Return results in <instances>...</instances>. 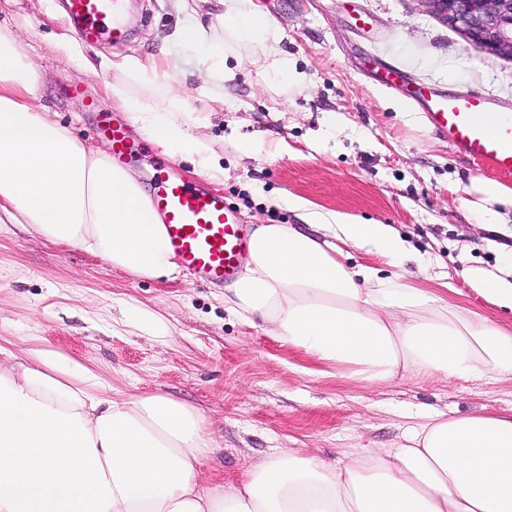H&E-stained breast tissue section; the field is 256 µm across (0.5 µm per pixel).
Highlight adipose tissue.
Listing matches in <instances>:
<instances>
[{
    "mask_svg": "<svg viewBox=\"0 0 512 512\" xmlns=\"http://www.w3.org/2000/svg\"><path fill=\"white\" fill-rule=\"evenodd\" d=\"M220 31L188 22L182 39L200 48L201 69L225 72L237 47L263 55L281 84L304 74L277 49L279 30L242 0H217ZM107 90L140 135L212 170L194 136L206 112L176 95H132L129 83L158 85L157 66L125 60ZM39 74L26 46L0 25V215L84 250L141 278H173L179 267L149 195L124 167L91 148L35 105ZM326 234L260 224L224 290L242 324L376 384L399 371L482 380L512 375V333L439 295L353 268L342 245L401 265L408 248L386 224L311 209ZM216 450L204 415L161 392L112 396L86 365L49 348L0 365V512H512V415L436 412L388 451L326 461L288 448L265 456L231 484L203 488Z\"/></svg>",
    "mask_w": 512,
    "mask_h": 512,
    "instance_id": "adipose-tissue-1",
    "label": "adipose tissue"
}]
</instances>
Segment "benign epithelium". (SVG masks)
I'll use <instances>...</instances> for the list:
<instances>
[{"mask_svg":"<svg viewBox=\"0 0 512 512\" xmlns=\"http://www.w3.org/2000/svg\"><path fill=\"white\" fill-rule=\"evenodd\" d=\"M428 13L476 48L512 58V0H421Z\"/></svg>","mask_w":512,"mask_h":512,"instance_id":"7a95c632","label":"benign epithelium"}]
</instances>
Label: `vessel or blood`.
Segmentation results:
<instances>
[{
    "label": "vessel or blood",
    "mask_w": 512,
    "mask_h": 512,
    "mask_svg": "<svg viewBox=\"0 0 512 512\" xmlns=\"http://www.w3.org/2000/svg\"><path fill=\"white\" fill-rule=\"evenodd\" d=\"M128 8L127 0H68L67 16L83 41L94 44L107 38L118 44L125 38L121 18ZM409 98L456 154L482 173L512 176L511 112L494 111L491 100L479 93L448 96L417 86ZM100 132L111 142L115 160L141 151L119 122L103 125ZM151 201L177 261L190 274L221 284L237 273L248 233L223 194L173 172L152 182Z\"/></svg>",
    "instance_id": "obj_1"
}]
</instances>
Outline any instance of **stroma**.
Returning a JSON list of instances; mask_svg holds the SVG:
<instances>
[{"mask_svg": "<svg viewBox=\"0 0 512 512\" xmlns=\"http://www.w3.org/2000/svg\"><path fill=\"white\" fill-rule=\"evenodd\" d=\"M280 30L278 49L303 72L301 87L268 81L248 53L230 57L224 95L201 89L196 48L180 32L177 0H139L115 45L83 44L99 61L127 56L156 61L168 73L155 94L178 93L189 111L211 112L202 134L217 163L201 180L191 160L167 157L154 144L128 165L148 183L154 162L172 161L191 182L224 193L242 224H298L282 197L317 209L391 225L413 259L402 273L416 287L444 295L512 332V313L483 296L475 273L501 274L502 246L512 245V208L503 223L482 224L470 183L478 171L425 120L401 112L406 96L378 85L389 64L405 85L478 92L512 113V59L475 48L429 14L421 0H259ZM63 0H0V24L26 45L41 77L38 103L93 146L99 118L124 117L106 92L114 69H82L55 48L69 32ZM254 141L253 152L241 143ZM148 308L163 331L144 334L125 313ZM51 348L89 366L106 388L127 394L160 390L205 416L217 450L203 486L233 482L265 456L300 448L324 459L398 447L425 414H512V376L495 381L406 374L360 383L285 344L260 326L242 325L224 309V289L181 274L141 279L86 252L50 241L27 224L0 223V362Z\"/></svg>", "mask_w": 512, "mask_h": 512, "instance_id": "35a3bbf8", "label": "stroma"}]
</instances>
